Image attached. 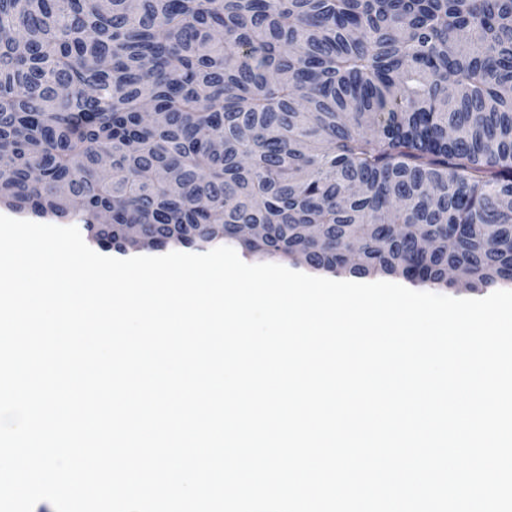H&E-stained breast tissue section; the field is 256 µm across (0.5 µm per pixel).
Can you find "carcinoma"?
<instances>
[{"label": "carcinoma", "mask_w": 512, "mask_h": 512, "mask_svg": "<svg viewBox=\"0 0 512 512\" xmlns=\"http://www.w3.org/2000/svg\"><path fill=\"white\" fill-rule=\"evenodd\" d=\"M2 204L123 256L505 288L512 0H0Z\"/></svg>", "instance_id": "obj_1"}]
</instances>
